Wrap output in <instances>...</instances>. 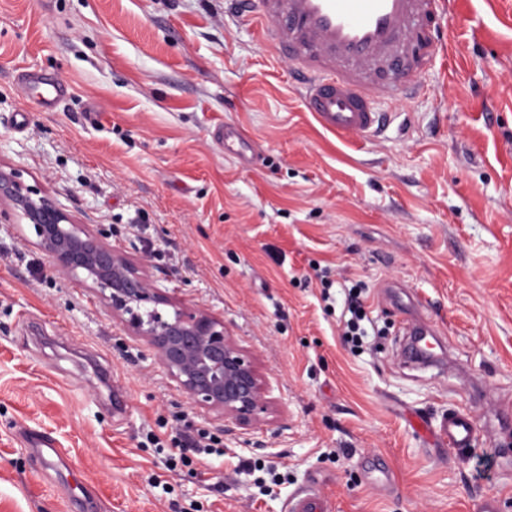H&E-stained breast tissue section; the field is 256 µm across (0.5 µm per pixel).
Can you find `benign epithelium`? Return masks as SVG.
<instances>
[{
  "label": "benign epithelium",
  "instance_id": "benign-epithelium-1",
  "mask_svg": "<svg viewBox=\"0 0 512 512\" xmlns=\"http://www.w3.org/2000/svg\"><path fill=\"white\" fill-rule=\"evenodd\" d=\"M0 200L32 227L37 245L69 275L97 288L133 334L154 349L169 377L195 404L240 428L274 413L264 376L224 324L176 306L123 254L104 245L17 173L0 171Z\"/></svg>",
  "mask_w": 512,
  "mask_h": 512
}]
</instances>
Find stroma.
<instances>
[{
  "mask_svg": "<svg viewBox=\"0 0 512 512\" xmlns=\"http://www.w3.org/2000/svg\"><path fill=\"white\" fill-rule=\"evenodd\" d=\"M449 24L426 93L380 94L392 123L342 142L224 0H0V169L223 322L278 406L225 432L0 203V512H287L310 480L333 512H512V433L460 451L432 434L512 402V0H452ZM27 75L67 93L37 107ZM225 124L251 161L217 143ZM356 284L372 327L357 352ZM414 323L438 332L434 363L405 358ZM175 428L222 455L171 463L155 442ZM362 290L357 288L348 289L347 296V311L350 317L345 322L344 332L342 338L347 344L352 347H362L363 339L368 336L364 320L366 317L360 295Z\"/></svg>",
  "mask_w": 512,
  "mask_h": 512,
  "instance_id": "stroma-1",
  "label": "stroma"
}]
</instances>
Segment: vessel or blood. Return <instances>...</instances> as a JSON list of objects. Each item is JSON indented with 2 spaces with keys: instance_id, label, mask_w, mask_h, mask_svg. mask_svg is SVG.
Instances as JSON below:
<instances>
[{
  "instance_id": "1",
  "label": "vessel or blood",
  "mask_w": 512,
  "mask_h": 512,
  "mask_svg": "<svg viewBox=\"0 0 512 512\" xmlns=\"http://www.w3.org/2000/svg\"><path fill=\"white\" fill-rule=\"evenodd\" d=\"M248 16L262 40L293 67L317 125L341 139L378 137L390 120L378 108L387 79L398 76L400 95L424 90L422 76L446 51L443 20L449 0H250ZM217 134L225 152L246 157L250 139L237 127ZM479 422L449 413L437 433L448 447H470ZM290 512H330L312 487Z\"/></svg>"
}]
</instances>
